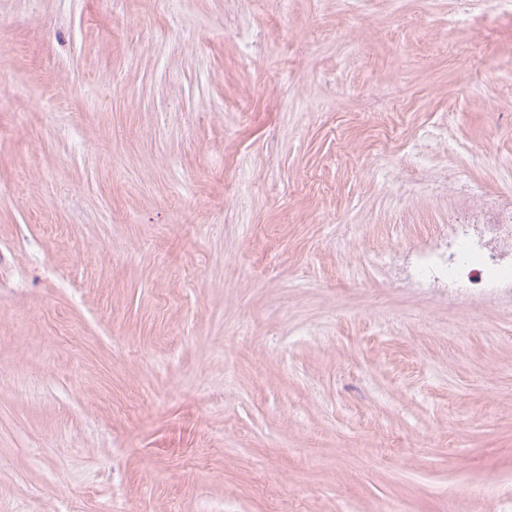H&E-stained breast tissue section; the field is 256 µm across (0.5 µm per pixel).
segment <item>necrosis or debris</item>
<instances>
[{
    "label": "necrosis or debris",
    "mask_w": 512,
    "mask_h": 512,
    "mask_svg": "<svg viewBox=\"0 0 512 512\" xmlns=\"http://www.w3.org/2000/svg\"><path fill=\"white\" fill-rule=\"evenodd\" d=\"M426 177L433 189L459 193L469 205L428 242L392 253L391 267L436 288L512 293V200L486 196L444 172Z\"/></svg>",
    "instance_id": "obj_1"
}]
</instances>
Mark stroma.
Returning <instances> with one entry per match:
<instances>
[{"mask_svg": "<svg viewBox=\"0 0 512 512\" xmlns=\"http://www.w3.org/2000/svg\"><path fill=\"white\" fill-rule=\"evenodd\" d=\"M464 7L0 0V512H512V294L384 273L458 207L423 124L512 197Z\"/></svg>", "mask_w": 512, "mask_h": 512, "instance_id": "1", "label": "stroma"}]
</instances>
